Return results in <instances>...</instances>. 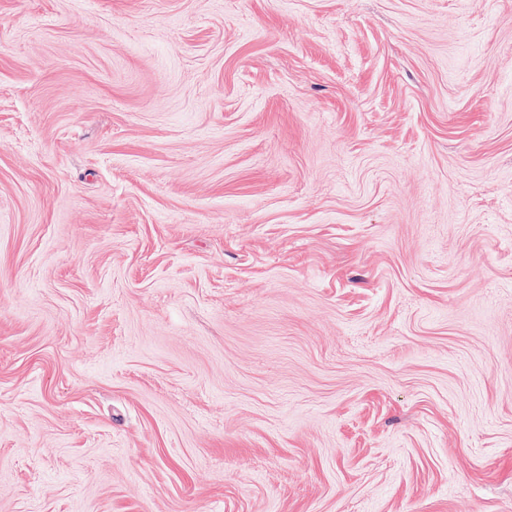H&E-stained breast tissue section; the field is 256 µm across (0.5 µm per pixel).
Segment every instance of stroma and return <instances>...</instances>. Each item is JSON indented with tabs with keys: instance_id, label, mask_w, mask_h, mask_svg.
Returning <instances> with one entry per match:
<instances>
[{
	"instance_id": "obj_1",
	"label": "stroma",
	"mask_w": 512,
	"mask_h": 512,
	"mask_svg": "<svg viewBox=\"0 0 512 512\" xmlns=\"http://www.w3.org/2000/svg\"><path fill=\"white\" fill-rule=\"evenodd\" d=\"M0 512H512V0H0Z\"/></svg>"
}]
</instances>
